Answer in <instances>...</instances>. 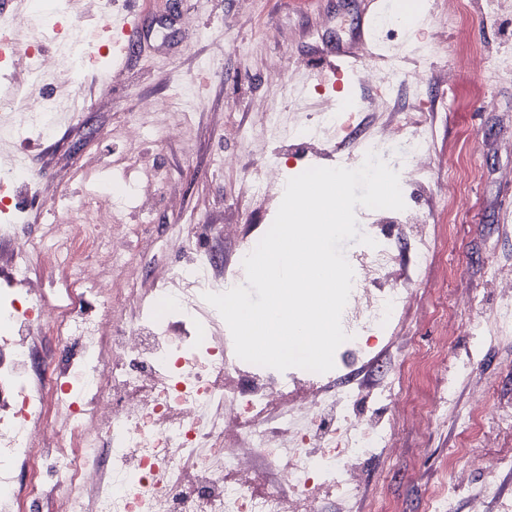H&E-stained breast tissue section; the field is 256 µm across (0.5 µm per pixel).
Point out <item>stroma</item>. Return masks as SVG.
<instances>
[{
	"label": "stroma",
	"instance_id": "stroma-1",
	"mask_svg": "<svg viewBox=\"0 0 512 512\" xmlns=\"http://www.w3.org/2000/svg\"><path fill=\"white\" fill-rule=\"evenodd\" d=\"M415 2L426 21L413 36L427 50L403 62L392 101L378 109L375 85L351 83L346 76L357 64V47L375 52L373 23L397 0H110L100 15L86 14L82 0H70L67 26L79 30L93 52L107 43L106 56L94 52L82 72L51 85L31 77L28 58L11 57L0 65L2 88L34 99L52 93L78 102L75 110L63 112L50 137L0 142V156L24 153L41 175L24 213L30 239L46 236L53 222L50 199L107 211L108 198L90 195L84 177L122 179L121 169L111 162L131 149L166 170L178 187L172 194L144 175L128 176L135 198L157 200L149 223H140L129 210L112 227L115 237L128 240L136 277H149L157 261H175V254L161 248L168 227L175 224L210 227L206 244L230 264L238 246L220 237L221 228L238 224L244 238H253L273 222L272 212L280 205L279 199L244 190L253 170L273 157L284 165L302 157L315 166H339L357 156L360 139L394 123L399 109L413 107L416 98L433 104L455 98L454 107L430 115L436 179L411 186L435 238L429 266L414 284L417 297L389 337L368 358L355 357L351 363L369 382L397 376L396 345L406 336L425 347L435 345L437 320L448 307L457 324L448 341L449 364L473 358L482 368L480 378L459 385L460 406L471 407L489 386L495 397L487 413L512 414V338L488 345L469 325L475 316L483 327H491L503 309L512 308V299L500 297L491 278L495 271L512 274V72L486 84L469 54L474 45L484 57L512 59V0H496L491 16L485 13V0H468L470 21L463 28L454 22L449 0ZM131 11L139 16L141 43L130 55L123 49L120 26ZM309 80L321 82L323 92L308 98L304 113L292 111L286 85ZM340 92L364 107L357 133L323 140L316 151L302 153L267 137L244 146L226 136L231 127H253L262 110L284 113L291 122L318 118ZM158 100L170 101L173 110L164 139L153 141L142 126L134 147L113 140L115 130L140 122L146 106ZM452 153L462 167H476L480 177L466 187L467 202L451 217L442 198L448 189L444 161ZM447 235L453 241L449 250L442 244ZM449 265L459 266L461 274L446 283L442 277ZM442 285L447 288L443 296L437 293ZM470 296L481 299L479 312L467 307ZM463 444L452 415L429 433L402 432V453L387 463L386 482L369 487L353 512H374L382 500L398 512H428L427 489L441 478L449 449ZM487 483L496 491L491 512H512V471L480 470L472 472L469 492L458 495L457 512H468L470 492Z\"/></svg>",
	"mask_w": 512,
	"mask_h": 512
}]
</instances>
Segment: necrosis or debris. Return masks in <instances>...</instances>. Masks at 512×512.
<instances>
[{
    "mask_svg": "<svg viewBox=\"0 0 512 512\" xmlns=\"http://www.w3.org/2000/svg\"><path fill=\"white\" fill-rule=\"evenodd\" d=\"M30 36L26 54L38 76L56 77L41 59L38 39L52 37L69 72L84 67L76 37L64 36L43 10L0 16V34ZM419 52L396 46L390 63L365 61L351 79L369 75L379 105L388 104L393 75ZM66 100L48 94L23 100V118L0 124V139L52 135ZM358 111L337 97L318 120L290 123L268 113L259 135L296 146L344 137ZM401 144L404 177L431 180L433 142L426 119L413 112L362 140L360 153ZM25 156L0 160V212L21 215L12 205L15 188H32ZM90 190L112 199L108 218L62 224L39 245L28 247L23 225L0 226L14 241L0 275V503L8 512H319L324 495L356 500L370 460L397 457L399 434L425 433L448 411L454 384L420 399V376L444 374L441 350L405 338L398 382L371 393L354 382L336 383L335 371H278L239 359L231 332L203 295L220 293L243 272L242 257L257 245L241 241L240 261L216 275V254L196 242L193 227L172 235V247L188 255L156 273L149 287L112 288L94 277L93 263L107 260L117 280L128 276V247L112 240L111 228L130 201L122 188L91 181ZM367 236L376 242L351 255L354 280L341 324L344 353H355L387 335L414 295L410 281L388 282L395 260L396 228L408 226L412 273L427 266L433 236L422 213L374 210ZM56 338L63 356H45L40 344ZM377 404L363 410L364 399ZM484 400L464 415L471 443L463 455L449 453L448 474L427 493L428 512H451L454 494L472 469L511 470V455L491 454L475 425Z\"/></svg>",
    "mask_w": 512,
    "mask_h": 512,
    "instance_id": "1",
    "label": "necrosis or debris"
}]
</instances>
